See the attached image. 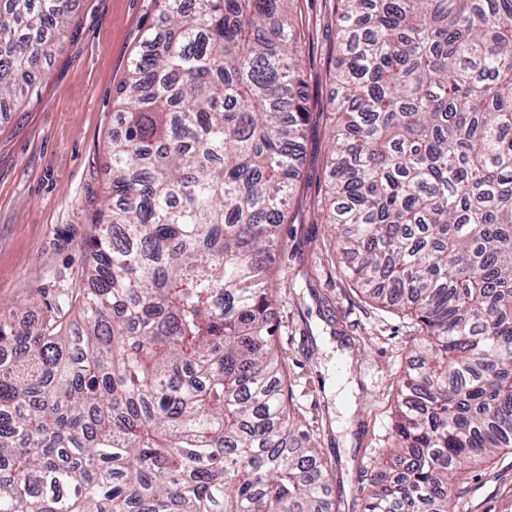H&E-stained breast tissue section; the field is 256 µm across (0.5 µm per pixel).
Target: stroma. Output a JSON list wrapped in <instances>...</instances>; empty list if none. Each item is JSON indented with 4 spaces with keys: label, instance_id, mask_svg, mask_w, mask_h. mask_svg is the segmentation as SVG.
Here are the masks:
<instances>
[{
    "label": "stroma",
    "instance_id": "1",
    "mask_svg": "<svg viewBox=\"0 0 512 512\" xmlns=\"http://www.w3.org/2000/svg\"><path fill=\"white\" fill-rule=\"evenodd\" d=\"M65 31L35 73V91L0 110V313L36 330L88 255L92 222L110 193L114 101L155 0H72ZM312 119L274 271V342L302 430L333 464L340 512H363L371 476L392 446L398 384L414 365L420 326L374 301L349 277L326 221L332 183L329 110L336 0H296ZM512 454L479 465L458 512H506Z\"/></svg>",
    "mask_w": 512,
    "mask_h": 512
}]
</instances>
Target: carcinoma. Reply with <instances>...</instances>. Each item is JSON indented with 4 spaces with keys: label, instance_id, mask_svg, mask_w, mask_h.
<instances>
[{
    "label": "carcinoma",
    "instance_id": "carcinoma-1",
    "mask_svg": "<svg viewBox=\"0 0 512 512\" xmlns=\"http://www.w3.org/2000/svg\"><path fill=\"white\" fill-rule=\"evenodd\" d=\"M156 2L78 287L35 335L0 318V512H339L269 318L311 119L293 0ZM70 13L0 0V103ZM336 30L327 223L421 325L364 512H455L512 454V0H337Z\"/></svg>",
    "mask_w": 512,
    "mask_h": 512
}]
</instances>
